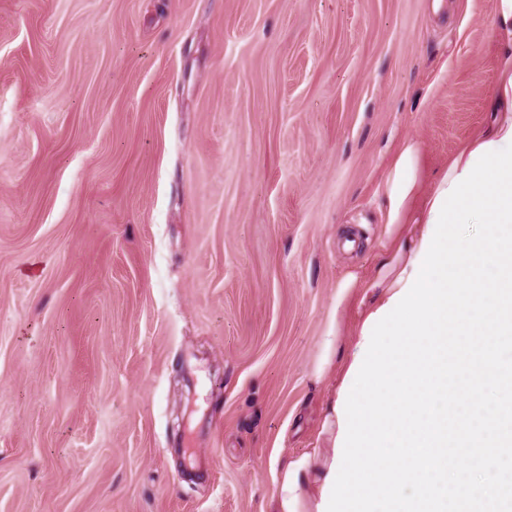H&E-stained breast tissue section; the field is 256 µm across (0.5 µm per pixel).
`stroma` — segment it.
Segmentation results:
<instances>
[{"label": "stroma", "mask_w": 512, "mask_h": 512, "mask_svg": "<svg viewBox=\"0 0 512 512\" xmlns=\"http://www.w3.org/2000/svg\"><path fill=\"white\" fill-rule=\"evenodd\" d=\"M493 11L0 0V512H271L390 158L429 190L491 120Z\"/></svg>", "instance_id": "35a3bbf8"}]
</instances>
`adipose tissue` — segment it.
Returning a JSON list of instances; mask_svg holds the SVG:
<instances>
[{"instance_id": "obj_1", "label": "adipose tissue", "mask_w": 512, "mask_h": 512, "mask_svg": "<svg viewBox=\"0 0 512 512\" xmlns=\"http://www.w3.org/2000/svg\"><path fill=\"white\" fill-rule=\"evenodd\" d=\"M492 32L503 50L494 82L490 110V127L461 147L448 161V168L433 183L427 193L419 191L418 161L421 145L405 139L391 159L385 178L389 223L400 225L412 222L414 231L407 243L386 255L373 276L364 278L349 275L339 285L337 303H344L354 289L363 288L372 300L364 308L365 314L376 313L387 305L391 297L407 284L413 271L424 238L428 232L431 208L440 192L467 167L471 153L481 145L500 141L512 129V0H495ZM422 198L419 209H412L415 198ZM334 453L313 449L299 456L276 462L272 512H318L326 479Z\"/></svg>"}]
</instances>
